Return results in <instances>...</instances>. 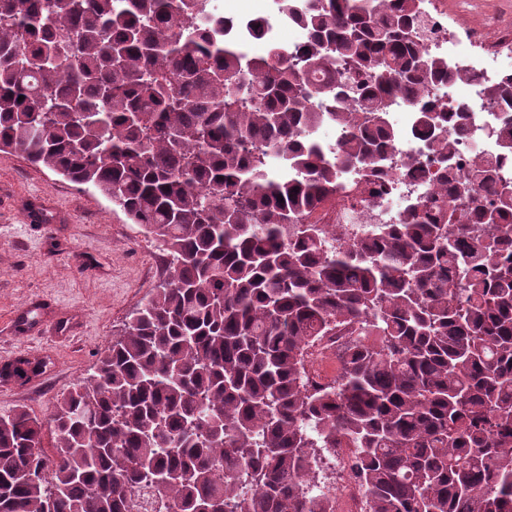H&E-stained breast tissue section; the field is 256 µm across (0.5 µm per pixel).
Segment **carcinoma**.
Wrapping results in <instances>:
<instances>
[{
  "label": "carcinoma",
  "mask_w": 512,
  "mask_h": 512,
  "mask_svg": "<svg viewBox=\"0 0 512 512\" xmlns=\"http://www.w3.org/2000/svg\"><path fill=\"white\" fill-rule=\"evenodd\" d=\"M296 19L302 47L252 56L212 0H0V151L99 192L169 257L48 423L0 422V512H128L143 482L168 512H327L310 474L343 445L367 512H512V184L482 157L456 177L480 104L426 98L477 75L407 38L416 0ZM398 92L439 179L354 238L303 223L341 169L379 181ZM324 118L339 142L308 136ZM342 326L340 378L310 387L305 349Z\"/></svg>",
  "instance_id": "carcinoma-1"
}]
</instances>
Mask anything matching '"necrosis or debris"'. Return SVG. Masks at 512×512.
I'll return each mask as SVG.
<instances>
[{
	"instance_id": "obj_1",
	"label": "necrosis or debris",
	"mask_w": 512,
	"mask_h": 512,
	"mask_svg": "<svg viewBox=\"0 0 512 512\" xmlns=\"http://www.w3.org/2000/svg\"><path fill=\"white\" fill-rule=\"evenodd\" d=\"M423 38L428 50L448 61L449 71L476 72L479 83L434 82L428 87L427 98L436 105L450 100L481 99L482 88L512 79V28L488 31L473 27L460 32L448 22L446 0H421ZM220 12L227 27L224 38L235 43H254V22L265 21L264 42H287L297 47L301 39L294 36L296 22L282 12L280 0H222ZM392 119L400 136L395 146L385 155V167L390 180L385 191L366 192L357 199L337 196L330 203L314 211L310 222L341 224L355 230L366 224H378L394 213L424 196L440 165L431 137L416 126V105L404 98H396ZM512 119V106L496 101L485 102L480 111L468 119V132L456 145V174H463L475 154H483L499 161V175L512 182V157L499 158L497 146L490 132ZM418 158L419 167L411 174H403L401 161L404 156ZM346 330L339 329L320 337L308 350L305 372L308 381L316 387L334 382L343 363L338 358L347 341ZM332 458L337 472L325 495L333 512H366L364 492L355 474L351 450L336 449Z\"/></svg>"
}]
</instances>
